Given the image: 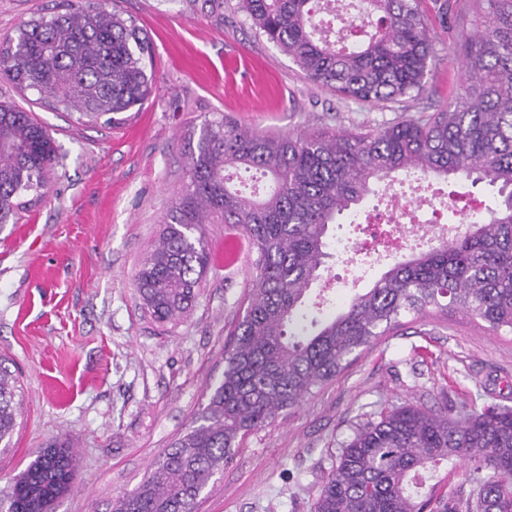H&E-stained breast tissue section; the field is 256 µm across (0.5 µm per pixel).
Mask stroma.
<instances>
[{
    "mask_svg": "<svg viewBox=\"0 0 512 512\" xmlns=\"http://www.w3.org/2000/svg\"><path fill=\"white\" fill-rule=\"evenodd\" d=\"M58 0H0V38ZM118 9L149 39L154 85L142 108L109 128L0 77V100L33 113L62 157L41 196L0 224V357L21 375V427L0 450V491L50 446L73 449L75 482L51 512H112L153 459L188 428L239 314L249 254L216 260L230 224H206L211 260L199 301L183 322L159 325L135 288L188 181L189 134L219 112L271 135L357 131L397 110L433 112L460 88L458 49L471 15L436 0L419 7L436 46L425 88L401 107L369 106L308 79L294 58L259 35L239 0H81ZM349 216L327 233L322 278L341 276L328 313L371 288L391 264L365 252L348 262L338 240L357 236ZM439 409L512 407V336L488 335L463 313L405 315L391 335L336 380L269 427L246 435L200 512H310L314 495L361 414L377 403Z\"/></svg>",
    "mask_w": 512,
    "mask_h": 512,
    "instance_id": "stroma-1",
    "label": "stroma"
}]
</instances>
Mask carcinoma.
Wrapping results in <instances>:
<instances>
[{
    "label": "carcinoma",
    "mask_w": 512,
    "mask_h": 512,
    "mask_svg": "<svg viewBox=\"0 0 512 512\" xmlns=\"http://www.w3.org/2000/svg\"><path fill=\"white\" fill-rule=\"evenodd\" d=\"M475 33L464 45L461 93L429 115H399L366 131L269 136L212 115L189 150L188 182L172 202L157 245L140 261L136 287L150 318L189 316L200 295L208 245L203 224H234L251 245L243 311L187 431L153 461L112 512H197L239 439L270 426L332 382L407 314L460 312L496 335H512V0H465ZM338 38L317 19L319 0H241L266 39L305 75L367 105L400 102L425 86L434 45L418 0H357ZM148 40L105 9L39 14L0 42V76L107 126L148 99ZM58 164L49 131L0 102V224L19 199L40 193ZM272 181L262 198L228 186L225 172ZM403 173L460 177L497 188L489 217L461 219L464 231L395 262L372 288L327 319L308 316L306 295L324 266L328 226L375 187ZM20 379L0 359V445L18 426ZM471 464L465 484L421 496L422 472ZM72 463L39 456L8 490L0 512L71 488ZM311 512H512V409L466 405L432 410L387 403L336 443V461Z\"/></svg>",
    "instance_id": "carcinoma-1"
}]
</instances>
